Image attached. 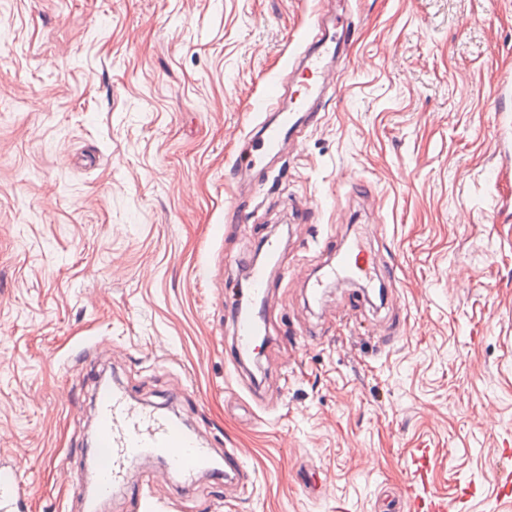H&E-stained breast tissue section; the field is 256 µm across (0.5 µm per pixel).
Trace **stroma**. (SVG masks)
Masks as SVG:
<instances>
[{"label": "stroma", "mask_w": 512, "mask_h": 512, "mask_svg": "<svg viewBox=\"0 0 512 512\" xmlns=\"http://www.w3.org/2000/svg\"><path fill=\"white\" fill-rule=\"evenodd\" d=\"M320 8L0 0V454L30 512H88L61 467L85 468L102 378L245 451L252 486L175 473L146 488L158 512H379L418 448L463 512L499 494L512 0H334L353 36L337 93L238 188L251 104ZM361 227L373 287L313 303ZM271 241L263 355L238 374L224 297Z\"/></svg>", "instance_id": "1"}]
</instances>
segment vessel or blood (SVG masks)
I'll use <instances>...</instances> for the list:
<instances>
[{"label": "vessel or blood", "instance_id": "vessel-or-blood-1", "mask_svg": "<svg viewBox=\"0 0 512 512\" xmlns=\"http://www.w3.org/2000/svg\"><path fill=\"white\" fill-rule=\"evenodd\" d=\"M330 25L329 19L316 17L314 36L295 68L289 103H282L274 87L255 100L256 114L274 109L278 115L274 120L262 122L259 131L251 134L252 163L276 156L285 141L296 138L303 127L314 123L323 98L334 91L335 65L346 56V41L332 34ZM372 265L361 239L345 241L337 250L336 263L330 266L325 280L312 286L313 298L323 297L327 281L368 279ZM249 275L250 299L262 300L271 287L267 267L252 266ZM226 312L232 327L229 359L237 369L243 359L258 349L263 320L255 312L231 305ZM94 402L96 425L90 468L99 497L110 496L116 486L125 483L129 471L149 456L162 460L168 473L205 472L244 486L249 484L250 475L243 465L240 449L228 448L224 453H217L179 419L137 402L123 387L98 382ZM430 468L428 453L418 451L413 459L412 478L396 488L394 505L388 512H461L463 499L451 501L425 490ZM0 512H29L27 483L17 464L3 458H0Z\"/></svg>", "mask_w": 512, "mask_h": 512}]
</instances>
